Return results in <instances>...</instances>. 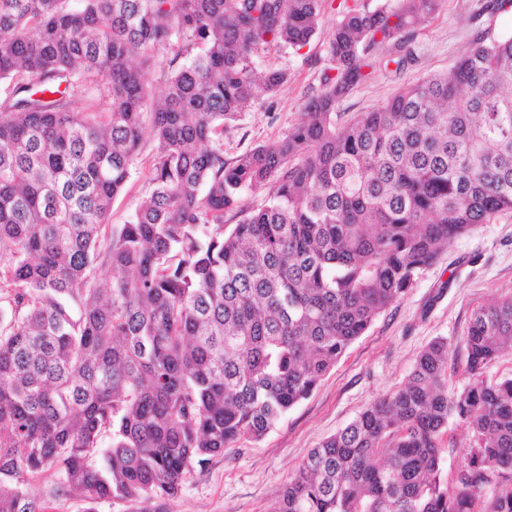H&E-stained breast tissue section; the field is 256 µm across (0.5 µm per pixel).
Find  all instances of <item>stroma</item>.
<instances>
[{"mask_svg":"<svg viewBox=\"0 0 512 512\" xmlns=\"http://www.w3.org/2000/svg\"><path fill=\"white\" fill-rule=\"evenodd\" d=\"M486 0H442L438 11L409 33L416 60L401 72L377 69L339 105L343 119L379 107L400 87L447 71L476 35L496 40L512 35V7L489 10ZM344 0H324L317 34L301 49H274L257 58V70L288 68L291 78L271 99L256 104L224 130V157L282 138L298 121L309 96L330 74L327 43ZM155 143L144 139L126 185L112 202L109 224L128 223L152 188ZM512 295V210L491 223L451 239L435 263L421 271L413 288L383 311L356 339L311 395L291 408L262 439H241L186 475L169 512H273L283 487L311 448L336 434L374 399L406 381L415 360L432 340L447 338L448 390L469 382L462 337L479 306ZM463 425L449 419L443 437L442 480H453L468 462ZM51 480L32 476L31 495L48 512H139L136 503L104 500L93 505L74 498H47Z\"/></svg>","mask_w":512,"mask_h":512,"instance_id":"35a3bbf8","label":"stroma"}]
</instances>
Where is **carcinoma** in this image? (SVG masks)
<instances>
[{"label": "carcinoma", "mask_w": 512, "mask_h": 512, "mask_svg": "<svg viewBox=\"0 0 512 512\" xmlns=\"http://www.w3.org/2000/svg\"><path fill=\"white\" fill-rule=\"evenodd\" d=\"M70 2L0 0V512H44L26 475L46 471L50 494L89 504L175 499L193 464L306 399L450 239L512 210V36L339 122L365 70L415 60L406 30L440 0L344 6L336 74L286 136L231 162L224 123L289 79L255 59L308 44L323 0ZM383 43L397 55L373 57ZM161 47L188 61L156 100ZM147 134L152 191L110 229ZM463 343L461 392L438 337L310 451L274 512H512V378H484L512 351V296L477 308ZM451 417L469 459L449 486Z\"/></svg>", "instance_id": "obj_1"}]
</instances>
